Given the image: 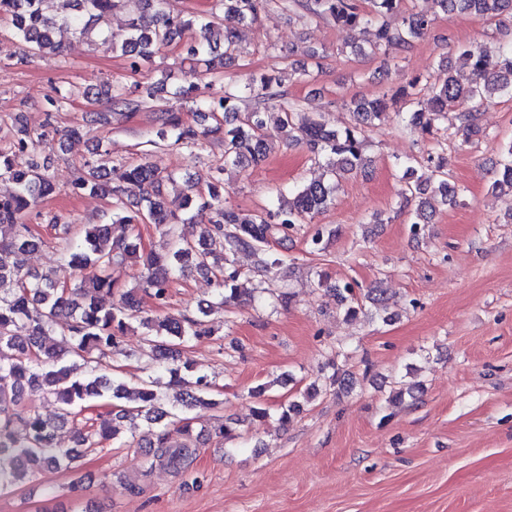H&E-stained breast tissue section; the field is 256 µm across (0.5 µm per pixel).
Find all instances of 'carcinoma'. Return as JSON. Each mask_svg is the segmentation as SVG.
<instances>
[{"label":"carcinoma","instance_id":"1","mask_svg":"<svg viewBox=\"0 0 512 512\" xmlns=\"http://www.w3.org/2000/svg\"><path fill=\"white\" fill-rule=\"evenodd\" d=\"M72 12L61 19L48 17L41 10L42 0H0V20L11 24V32L22 51L31 56H60L62 44L54 41L58 26L64 25L79 35L93 31L106 21L121 0H69ZM406 0H213L206 11H173L169 0H135L136 11L127 31L117 37L104 34L112 50L127 58L135 71L140 62L150 60L163 46H179L183 33L196 27L204 34L187 46L188 56L204 60L205 65L224 67L239 52L238 27L256 23L261 14L271 11L305 15L332 21L367 36L365 43H353L354 55H395L428 33L436 13L405 6ZM442 12L474 13L490 20L512 18V0H431ZM221 21L224 51L210 42L206 34ZM468 72L467 83L454 75L456 64ZM283 78L263 73L244 86L228 84L224 97L215 101L204 95L200 82L187 80L176 86L172 97L188 105L192 112L207 113L210 122L195 127L183 121L172 108H162L161 125L154 144L178 145L187 150L211 139L224 146V167L216 170L202 192L190 182L180 190L181 213L166 209L163 191L177 184V177L149 162L104 172L103 165L87 160L72 184L74 192L88 191L112 199V223L84 228L61 253L63 265L76 276L70 283L57 278L32 275L24 270L21 256L42 243L25 217L39 201L56 193V185L36 156L34 141L49 136L53 113L67 105V96L55 92L46 98L47 116L40 133L18 122L13 128L9 150L0 151V179L15 184V192L0 198V490L45 471L66 470L74 476L72 485L82 482L81 460L90 448L109 441L136 448L148 468L163 467L181 473L189 470L196 458L202 432L196 431L187 412L196 408L217 410L222 402L211 394L213 383L205 374L193 372L181 362L182 350L189 344L214 335L208 324L212 306L196 314L150 315L143 310L140 293L165 304L173 280L191 271L212 275L218 287L217 305L228 309L255 295L267 294L286 307L289 293L274 285L270 274L281 263L271 244H287L302 225L330 207L339 185L340 174L352 173L369 164L366 156V129L387 116V110L402 104V121L414 130L431 134L454 128V134L469 142L482 134L474 100L495 96L512 97V45L496 56L473 45L462 46L455 56L443 57L432 80L412 77L394 95L372 100L353 98L345 104L354 123L329 130L313 115L285 104L274 124L263 111L266 101L281 97ZM167 91V79L144 90L139 87L103 85L97 101L109 111L132 114L146 100ZM251 101L247 111L240 104ZM281 135L302 144L310 160L322 168L325 178L292 188L276 186L271 204L249 218L240 217L224 201V171L244 165L258 166L266 161L269 140ZM425 162L434 168L437 180L429 185L418 176L419 161L395 163L405 183L404 195L413 204L410 232L417 237L432 223L426 195L433 193L443 205L462 202L456 186L448 181V159L441 153H428ZM492 189L512 193V142L502 148L498 177ZM194 220L203 225L200 238H183L177 225ZM153 224L160 231L159 248L145 249L135 227ZM125 235L115 236L116 227ZM333 231L322 225L307 230L309 252H325ZM242 252L261 255L250 278L237 264ZM134 259L141 262L137 286L124 289L107 275L115 262ZM332 291L343 302V316L352 320L371 303L375 313L387 320L384 292L371 288L360 293L349 282L338 283ZM118 297L106 310L97 303L100 294ZM143 330L147 356L155 362L167 382L150 377L129 384L116 375L96 374L102 357L119 350L121 338L132 323ZM70 341V362H61L56 337ZM331 373L323 387L339 392L353 389L355 381L341 372L336 361L325 363ZM182 390L180 407H167L161 387ZM42 390L59 406L58 419L52 421L23 404L28 391ZM112 393V409L100 412L81 423L80 412L89 401ZM320 392L312 384L300 397L281 405L276 412L264 404L253 410L254 418L276 417L288 427L303 404ZM137 418L144 426L138 440L120 437V421ZM71 421L72 444L64 445L57 435L58 422ZM209 434L225 440L238 436L237 422L223 420Z\"/></svg>","mask_w":512,"mask_h":512}]
</instances>
